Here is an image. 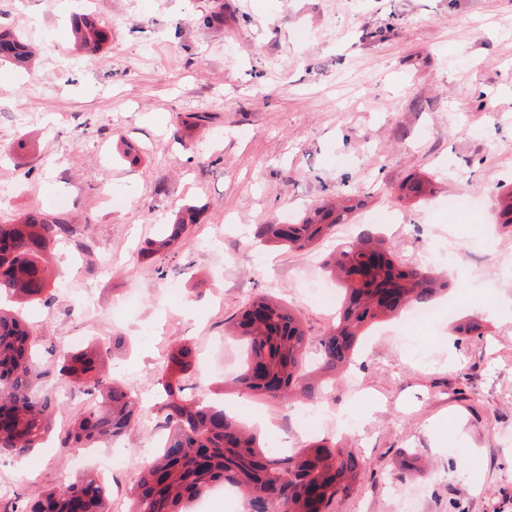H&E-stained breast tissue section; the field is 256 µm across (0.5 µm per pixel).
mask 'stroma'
<instances>
[{
    "mask_svg": "<svg viewBox=\"0 0 512 512\" xmlns=\"http://www.w3.org/2000/svg\"><path fill=\"white\" fill-rule=\"evenodd\" d=\"M82 0H0V31L41 41L32 70L0 65V223L38 210L76 229L52 252L56 300L30 320L62 348L95 336L106 367L143 403L125 440L134 459L106 477L112 512H126L133 468L148 464L146 423L159 367L192 341L199 358L236 375L243 347L229 326L258 291L301 311L319 339L335 305L303 292L321 258L357 224L379 225L402 260L431 265L464 242L449 270L463 340L450 324L402 337L378 325L351 371L363 397L336 389L320 404L318 436L336 412L363 479L331 512H512V228L495 229L498 194L512 187V0H89L109 34L94 58L77 54L70 16ZM423 175L424 200H398ZM68 204L59 207L58 194ZM354 195L356 224L312 249L256 245L258 224L297 218ZM200 208L174 258H148L178 209ZM185 302L167 308L172 288ZM139 307L120 309L129 289ZM97 303L90 329L79 293ZM201 385L280 446L290 407ZM416 451L408 467L407 451ZM54 450L0 460V490L34 491L81 475Z\"/></svg>",
    "mask_w": 512,
    "mask_h": 512,
    "instance_id": "35a3bbf8",
    "label": "stroma"
}]
</instances>
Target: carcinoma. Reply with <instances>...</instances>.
Wrapping results in <instances>:
<instances>
[{"label": "carcinoma", "instance_id": "1", "mask_svg": "<svg viewBox=\"0 0 512 512\" xmlns=\"http://www.w3.org/2000/svg\"><path fill=\"white\" fill-rule=\"evenodd\" d=\"M75 50L97 55L106 33L89 17L72 25ZM27 40L0 31V63L27 67ZM427 180L414 176L399 187V198L426 195ZM356 205L321 202L291 224H259L257 239L270 247L305 249L354 223ZM199 209L182 211L165 239L151 240L150 255L168 256L198 223ZM497 223L512 227V188L498 200ZM75 234L73 225L48 220L39 211L13 224H0V293L24 303L53 298L47 255ZM323 268L342 289L336 324L311 344L297 310L259 293L235 317L229 335L245 342L242 370L230 379L236 390L272 401L319 402L342 382L341 370L354 357L363 336L376 324L411 307H429L448 291L444 271L403 261L396 248L365 225L356 239L327 254ZM51 357L57 380L86 398H99L93 409H77L59 438V448H93L115 441L138 421L139 404L102 370L94 347L56 349L18 314L0 311V459L20 458L50 440L58 410L45 381L41 355ZM196 350L174 349L157 381L158 412L168 430L157 458L136 467L128 512H186L185 505L225 485L241 495L246 512H327L349 496L362 479L359 459L337 441L314 440L288 453L263 446L256 434L224 408L187 394L196 388ZM11 512H110L107 487L95 479L64 481L25 503L14 500Z\"/></svg>", "mask_w": 512, "mask_h": 512}]
</instances>
